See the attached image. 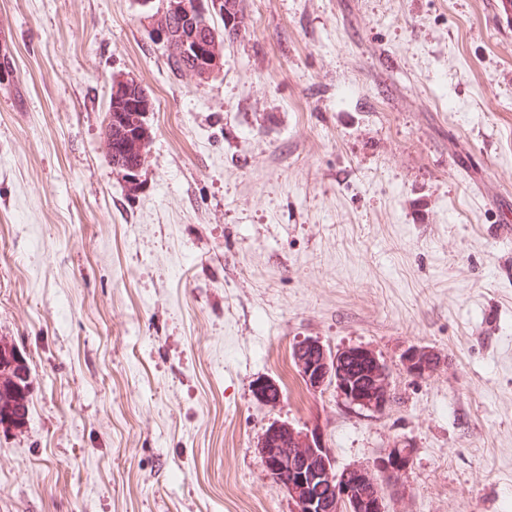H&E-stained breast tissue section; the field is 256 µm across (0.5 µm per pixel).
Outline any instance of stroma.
Returning a JSON list of instances; mask_svg holds the SVG:
<instances>
[{
    "label": "stroma",
    "mask_w": 512,
    "mask_h": 512,
    "mask_svg": "<svg viewBox=\"0 0 512 512\" xmlns=\"http://www.w3.org/2000/svg\"><path fill=\"white\" fill-rule=\"evenodd\" d=\"M237 3L202 80L140 0H0V339L27 403L0 415V500L294 512L259 454L285 425L374 481L411 448L387 512H512V14ZM115 80L151 102L133 186L103 139ZM307 339L371 351L393 400L311 387Z\"/></svg>",
    "instance_id": "stroma-1"
}]
</instances>
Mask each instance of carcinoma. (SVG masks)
Listing matches in <instances>:
<instances>
[{
	"instance_id": "obj_1",
	"label": "carcinoma",
	"mask_w": 512,
	"mask_h": 512,
	"mask_svg": "<svg viewBox=\"0 0 512 512\" xmlns=\"http://www.w3.org/2000/svg\"><path fill=\"white\" fill-rule=\"evenodd\" d=\"M184 1L189 5L193 2L167 0L164 11L166 43L170 49L168 67L174 74L192 71L201 73L211 67L215 46L223 44L224 37L237 34L239 21L234 0H203L208 12L217 10L224 17V33H219L213 25L208 28H195L181 12L180 4ZM148 108V96L139 84L133 81L119 83V89L111 96L105 132L108 153L114 168L121 170L126 164L137 161L149 143V131L144 121ZM292 356L295 364L305 367L328 363L330 375L326 380L313 372L309 374L302 371L310 386L333 384L345 396L365 400L371 410L379 405V395L376 393V361L365 350L352 347L330 356L318 343L303 341L293 350ZM406 358L410 368L417 373L435 365L431 354L415 347L406 351ZM283 431V427L269 429L259 452H267L270 458L277 456V436ZM309 493L311 498H316L323 504L321 512H340L336 492L329 490V486L322 484V481H314L309 487ZM349 509L350 512H385L382 488L372 482L355 484Z\"/></svg>"
}]
</instances>
